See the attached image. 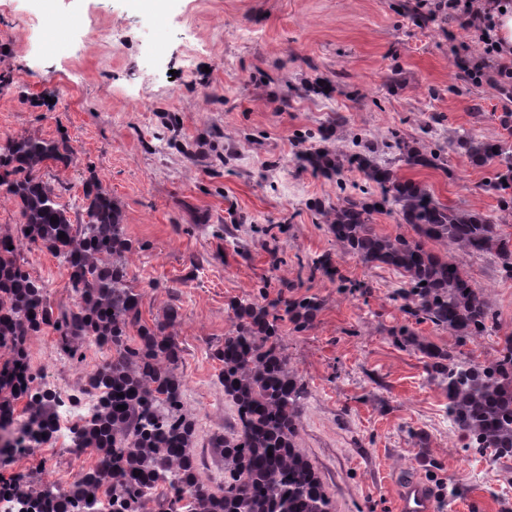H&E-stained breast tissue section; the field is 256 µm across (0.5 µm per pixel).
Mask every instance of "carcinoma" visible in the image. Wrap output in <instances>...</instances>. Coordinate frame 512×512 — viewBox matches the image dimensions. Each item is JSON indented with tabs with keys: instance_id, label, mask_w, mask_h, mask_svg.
Segmentation results:
<instances>
[{
	"instance_id": "carcinoma-1",
	"label": "carcinoma",
	"mask_w": 512,
	"mask_h": 512,
	"mask_svg": "<svg viewBox=\"0 0 512 512\" xmlns=\"http://www.w3.org/2000/svg\"><path fill=\"white\" fill-rule=\"evenodd\" d=\"M454 142L476 165L498 160L493 188L500 207L512 209V150L465 129L456 132ZM395 143L399 160L409 166L442 165L440 154L414 141L398 137ZM357 146L360 151L351 155L325 149L321 157V165L338 176L357 164L380 188L378 200L343 198L325 212L341 253L370 267L399 271L403 282L394 298L403 301L405 314L462 339L489 335L495 314L481 289L459 263L436 255L427 243L468 254L493 253L501 273L512 279V236L501 233L493 217L442 205L420 184L378 164L368 141ZM74 158L64 137L29 135L0 143V196L15 200L22 217L19 224L0 226V345L9 343L16 353L0 369V391L26 398L29 416L40 424V435L32 441L48 439L57 401L49 391H33L37 377L23 351L28 337L50 327L60 351L76 361L92 346L112 350L78 392L81 396L92 388L106 397L72 438L77 448L96 449L100 460L66 487L39 484L25 474L0 486V497L24 503L32 512H45L43 498L52 495L55 512H101L105 504L110 512H332L318 472L297 444L306 388L280 345L281 323L288 319L296 330L307 329L319 309L317 299L231 305L236 328L214 357L224 363L219 382L236 409L239 428L231 436L212 434L211 447L224 457V481L217 488L203 481L191 452L196 422L185 407L178 372L175 328L181 314L171 307L154 326L141 323V293L130 285L125 261L132 245L123 212L99 180L86 182L87 221L76 224L39 175L50 162L67 166ZM386 205L395 207L415 236L375 231L372 215ZM53 217L57 222H51ZM23 241L62 259L71 307L54 312L44 285L25 269L19 254ZM133 330L134 346L128 344ZM399 336L401 344L417 347L432 360V376L448 397L451 427L468 440L467 447L512 457V336L484 361L445 354L407 326ZM160 482L168 485V493L157 496Z\"/></svg>"
}]
</instances>
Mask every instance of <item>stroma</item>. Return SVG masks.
<instances>
[{"label": "stroma", "mask_w": 512, "mask_h": 512, "mask_svg": "<svg viewBox=\"0 0 512 512\" xmlns=\"http://www.w3.org/2000/svg\"><path fill=\"white\" fill-rule=\"evenodd\" d=\"M432 0H163L168 35L156 40L132 0H11L0 11V142L34 135L68 137L70 165L49 164L50 182L73 221L83 212V183L96 175L126 214L133 243L131 284L141 291V320L154 324L179 306L177 341L185 401L200 424L193 453L211 484L224 459L209 437L235 428L234 407L213 356L235 324L231 302L316 297L308 329L282 324L281 342L305 383L298 444L317 469L332 512H394L395 476L436 493V512H512V458L466 447L448 424V398L416 347L393 335L409 318L393 299L401 276L341 255L321 210L336 204V183L314 173L305 151L346 147L365 132L376 147L392 135L442 149L439 169L386 157L398 176L426 186L439 203L491 215L512 234V213L490 189L497 162L473 165L452 138L470 130L512 146V108L490 83L464 82L457 53L480 58L472 30L431 15ZM98 16L101 37L57 29L71 55L50 44L27 46L26 18L40 9ZM332 96L315 92L319 79ZM460 262L497 313L491 335L462 342L423 322L414 332L441 351L483 360L512 335V280L490 254L466 255L435 243ZM331 255L343 275L367 285L350 292L309 266ZM31 276L48 287L54 309L72 301L67 271L46 249L22 245ZM410 324V323H409ZM31 371L61 398L76 394L84 364L57 349L53 331L28 343ZM95 451L50 448L0 455V477L41 473L67 486L96 465Z\"/></svg>", "instance_id": "stroma-1"}]
</instances>
